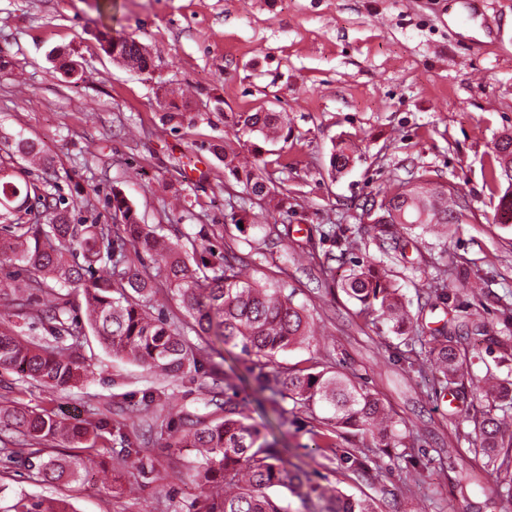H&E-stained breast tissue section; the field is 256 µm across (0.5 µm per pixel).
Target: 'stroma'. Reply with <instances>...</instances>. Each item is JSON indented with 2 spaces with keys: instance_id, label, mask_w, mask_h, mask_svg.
<instances>
[{
  "instance_id": "obj_1",
  "label": "stroma",
  "mask_w": 512,
  "mask_h": 512,
  "mask_svg": "<svg viewBox=\"0 0 512 512\" xmlns=\"http://www.w3.org/2000/svg\"><path fill=\"white\" fill-rule=\"evenodd\" d=\"M106 32L142 43L149 71L130 72L107 56ZM0 60L7 64L0 71V157L13 153L16 135L39 142L51 168L31 177L48 180L75 216L111 223L108 199L118 187L145 223L207 239L215 251L247 261L265 253V278L288 279L329 335L325 346L283 353L280 363L304 367L318 355L337 364L419 435L408 451L386 454L342 434V451L369 470L354 482L346 463L314 450L324 410L273 399L240 349L200 346L197 372L163 381L93 338L85 349L93 373L84 383L51 390L0 369V395L137 434L142 467L123 466L117 438L106 433L95 442L98 470L68 486L11 464L0 473V512L22 495L61 496L74 512H201L196 452L170 445L181 421L163 418L162 434L152 433L143 407L162 391L192 417H222L206 391L217 372L229 375L227 394L247 415L273 422L284 459L302 466L312 483L373 497L379 512H495L494 477L475 464L465 438V417L484 399L470 388L454 400L433 393L411 371L400 336L358 316L341 281L352 266L345 249L351 233L363 242L362 258L382 256L366 207L409 181L449 186L459 223L447 236L423 235L391 269L412 299L430 286L434 261H447L457 294L424 320L436 325L455 306L480 312L488 333L503 330L512 225L495 219L499 190L489 169L495 141L512 133V0H0ZM72 62L81 79L67 77ZM170 102L177 106L171 121ZM261 110L288 115V139L275 146L280 163L260 170L295 199L275 219L288 229L284 238L249 225L224 229L235 208L260 213L243 203L242 187L215 152L235 139L224 115ZM342 137L362 152L335 174L330 153ZM420 253L432 265H415ZM327 254L334 261L325 273L318 260ZM25 277L0 257V330L20 324L40 337L33 314L46 297L22 310L13 301Z\"/></svg>"
}]
</instances>
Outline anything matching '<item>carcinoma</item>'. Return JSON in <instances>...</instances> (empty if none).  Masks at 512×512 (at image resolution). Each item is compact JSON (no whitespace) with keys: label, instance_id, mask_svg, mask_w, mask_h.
Wrapping results in <instances>:
<instances>
[{"label":"carcinoma","instance_id":"carcinoma-1","mask_svg":"<svg viewBox=\"0 0 512 512\" xmlns=\"http://www.w3.org/2000/svg\"><path fill=\"white\" fill-rule=\"evenodd\" d=\"M103 50L112 60L149 68L146 47L133 38L102 35ZM229 120L246 137V152L224 148V168L249 195L258 197L267 213H288V192H270L258 173L262 147L276 144L288 128L282 112H239ZM16 155L23 161L43 159L38 142L21 137ZM358 155V146L343 139L335 145L331 168L342 172ZM492 182L503 187L499 209L512 216V134L495 142ZM0 255L22 264L27 272L25 288L15 294V305H31L35 294L54 296V304L38 315L48 335L30 337L22 327L0 331V369L14 371L51 389L78 384L89 372L84 355L87 332L98 337L112 356L127 359L149 373L168 380L199 368V359L188 345L185 330L197 336H215L226 346L252 358L262 388L272 396L289 399L296 406L316 404L327 409L322 425L339 432L351 428L376 440L375 447L409 449L413 432L393 433L394 418L377 393L344 373L315 363L309 367L283 366L277 356L293 348L310 346L313 316L297 300V289L280 279L257 277L256 265L227 253L197 261L195 240L186 242L167 234L162 224H145L119 189H112V210L120 217L110 224L77 220L51 200L47 186L21 179L14 162L0 160ZM42 205V221L30 224L18 213ZM390 221L377 222L389 249H401L415 230L424 233L459 221L456 201L448 192L427 183L410 191L399 188L388 198ZM424 290L444 302L449 297L444 275ZM179 302L190 321L177 322L155 312L158 286ZM342 290L358 306V314L375 324L385 322L411 352L423 354L418 372H431L440 388L458 394L464 382L475 384L489 408L466 417L470 451L495 477L494 504L500 512H512V431L501 421L512 419V335L486 336L484 344L501 351L496 369L483 357L471 336L481 333V316L471 312L451 324L428 327L415 319L402 289L383 262L357 259ZM63 289L84 294V315L72 314ZM485 367L483 377L475 369ZM183 429L175 447L193 448L201 459L195 481L211 503L205 512H288L275 494L284 488L306 503L326 501L325 512H378L369 496L356 497L339 488L310 483L300 468H288L278 442L268 440L267 425L252 424L231 400H224V416L205 422L182 415ZM98 424H74L52 410L36 411L0 400V455L37 469L42 481L70 483L88 475L95 457L52 455L46 447L57 441H79ZM13 512H71L64 498H21Z\"/></svg>","mask_w":512,"mask_h":512}]
</instances>
